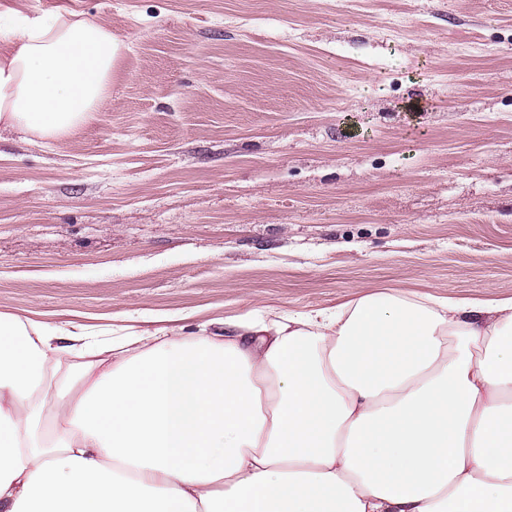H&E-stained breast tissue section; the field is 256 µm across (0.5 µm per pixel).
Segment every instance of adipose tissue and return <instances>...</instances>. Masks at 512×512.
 <instances>
[{
  "label": "adipose tissue",
  "mask_w": 512,
  "mask_h": 512,
  "mask_svg": "<svg viewBox=\"0 0 512 512\" xmlns=\"http://www.w3.org/2000/svg\"><path fill=\"white\" fill-rule=\"evenodd\" d=\"M123 51L94 19L18 14L0 128L77 136ZM238 326L116 358L82 324L0 313V512H512V298L390 288Z\"/></svg>",
  "instance_id": "obj_1"
}]
</instances>
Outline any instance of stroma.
I'll return each instance as SVG.
<instances>
[{
  "mask_svg": "<svg viewBox=\"0 0 512 512\" xmlns=\"http://www.w3.org/2000/svg\"><path fill=\"white\" fill-rule=\"evenodd\" d=\"M15 11L126 49L77 137L0 131V312L188 337L366 290L512 298V0Z\"/></svg>",
  "mask_w": 512,
  "mask_h": 512,
  "instance_id": "obj_1",
  "label": "stroma"
}]
</instances>
